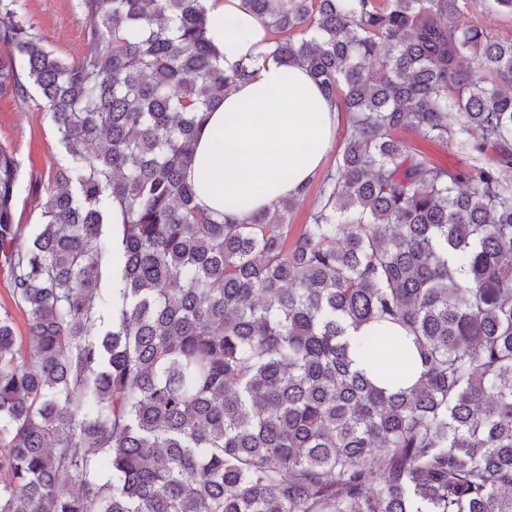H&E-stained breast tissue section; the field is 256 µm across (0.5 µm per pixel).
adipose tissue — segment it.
<instances>
[{
  "mask_svg": "<svg viewBox=\"0 0 512 512\" xmlns=\"http://www.w3.org/2000/svg\"><path fill=\"white\" fill-rule=\"evenodd\" d=\"M208 35L232 70L262 50L261 22L241 0H205ZM344 118L301 65L269 62L225 95L188 170L200 207L239 220L297 195L323 167Z\"/></svg>",
  "mask_w": 512,
  "mask_h": 512,
  "instance_id": "obj_1",
  "label": "adipose tissue"
}]
</instances>
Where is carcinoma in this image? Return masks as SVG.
Listing matches in <instances>:
<instances>
[{
  "label": "carcinoma",
  "instance_id": "carcinoma-1",
  "mask_svg": "<svg viewBox=\"0 0 512 512\" xmlns=\"http://www.w3.org/2000/svg\"><path fill=\"white\" fill-rule=\"evenodd\" d=\"M469 4L243 0L350 115L294 233L297 197L229 223L186 178L248 77L203 0H79L76 61L0 0V96L69 159L27 234L0 148V512H512V37ZM395 136L403 139L413 153L426 158L435 165L456 169L464 167L467 163V158L450 145L446 146L441 142L424 138L410 130H401ZM0 306L8 308L11 312L16 336H26L27 318L22 310L16 307L13 297L12 288L6 268H1L0 263Z\"/></svg>",
  "mask_w": 512,
  "mask_h": 512
}]
</instances>
